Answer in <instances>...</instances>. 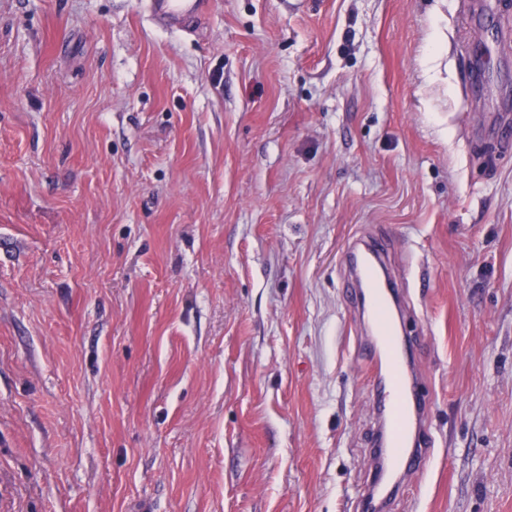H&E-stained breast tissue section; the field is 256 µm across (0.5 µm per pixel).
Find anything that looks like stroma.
I'll return each mask as SVG.
<instances>
[{
    "label": "stroma",
    "mask_w": 512,
    "mask_h": 512,
    "mask_svg": "<svg viewBox=\"0 0 512 512\" xmlns=\"http://www.w3.org/2000/svg\"><path fill=\"white\" fill-rule=\"evenodd\" d=\"M480 5L211 0L188 35L0 0V512H365L360 237L437 441L389 512H512V0Z\"/></svg>",
    "instance_id": "obj_1"
}]
</instances>
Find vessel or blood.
<instances>
[{"label": "vessel or blood", "instance_id": "vessel-or-blood-1", "mask_svg": "<svg viewBox=\"0 0 512 512\" xmlns=\"http://www.w3.org/2000/svg\"><path fill=\"white\" fill-rule=\"evenodd\" d=\"M210 0H147L151 16L165 26L188 32L205 15ZM350 261L362 289L363 315L372 336L368 367L379 381L381 424L378 444L389 470H419L435 440L424 423L427 403L412 370V346L397 336L383 281L378 245L352 246Z\"/></svg>", "mask_w": 512, "mask_h": 512}]
</instances>
